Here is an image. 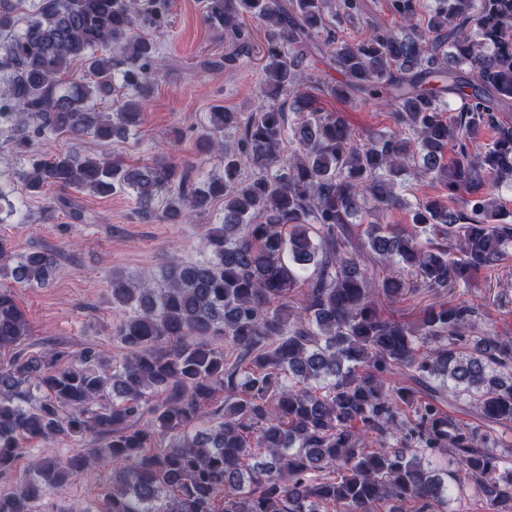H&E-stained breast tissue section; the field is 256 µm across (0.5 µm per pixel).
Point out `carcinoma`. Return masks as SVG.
I'll return each mask as SVG.
<instances>
[{
  "label": "carcinoma",
  "instance_id": "cac0c4a2",
  "mask_svg": "<svg viewBox=\"0 0 512 512\" xmlns=\"http://www.w3.org/2000/svg\"><path fill=\"white\" fill-rule=\"evenodd\" d=\"M386 6L397 24L351 37L363 0H202L229 73L252 59L247 21L266 28L262 99L213 107L199 140L224 156V176L203 180L189 163L46 153L58 134L105 143L139 125L159 49L144 30L167 26L171 0H0V147L21 163L0 168V223L48 187L129 192L138 217L169 224L224 203L199 258L111 280L118 358L27 355L28 323L0 286V351L12 352L0 364V474L24 441L102 440L66 457L42 450L0 492V512H35L109 466L112 482L81 512H448L469 492L512 512V441L475 447L487 424L512 423V338L478 330L466 301L428 307L415 326L382 311L409 290L467 287L512 249L500 193L512 189V125L499 118L512 109V0ZM318 54L338 78L311 72ZM322 86L394 107L391 126L357 133L317 107ZM483 129L491 142L474 152ZM411 175L447 199L408 204ZM397 207L410 223H378ZM62 209L87 221L63 196L42 220ZM58 259L1 243L0 279L44 287ZM447 404L481 423L450 419Z\"/></svg>",
  "mask_w": 512,
  "mask_h": 512
}]
</instances>
